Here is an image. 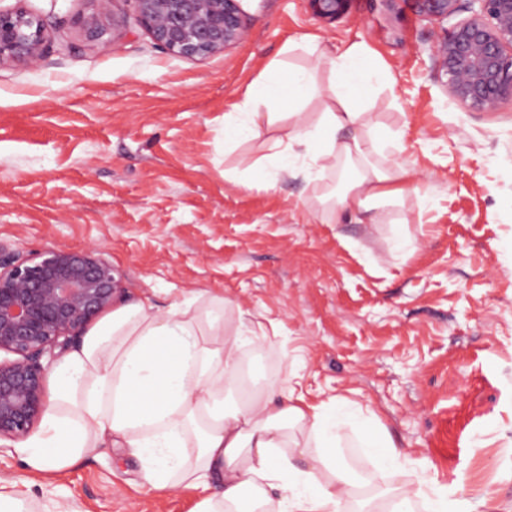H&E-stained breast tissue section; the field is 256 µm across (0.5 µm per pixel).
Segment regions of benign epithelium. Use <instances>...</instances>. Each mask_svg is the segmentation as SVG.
Listing matches in <instances>:
<instances>
[{
    "instance_id": "1",
    "label": "benign epithelium",
    "mask_w": 512,
    "mask_h": 512,
    "mask_svg": "<svg viewBox=\"0 0 512 512\" xmlns=\"http://www.w3.org/2000/svg\"><path fill=\"white\" fill-rule=\"evenodd\" d=\"M94 16L80 20L86 38L106 49L104 21L116 0H93ZM136 24L154 45L183 59L221 54L246 38L251 17L241 0H132ZM313 14L334 21L348 0H309ZM419 13L444 22L432 48L434 77L447 94L476 112L512 102V0H415ZM48 23L23 6L0 9V66L35 64L45 53ZM119 297L112 263L96 247L49 249L33 257L0 245V439L29 435L49 403L46 382L54 361Z\"/></svg>"
}]
</instances>
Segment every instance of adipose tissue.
<instances>
[{
	"instance_id": "ef3b65f1",
	"label": "adipose tissue",
	"mask_w": 512,
	"mask_h": 512,
	"mask_svg": "<svg viewBox=\"0 0 512 512\" xmlns=\"http://www.w3.org/2000/svg\"><path fill=\"white\" fill-rule=\"evenodd\" d=\"M297 48L287 42L257 93L225 113L224 146L252 138L260 120H276L283 83L295 103L292 133L230 171L229 180L271 184L305 164L322 172L342 160L353 164L355 177L317 198L335 218L402 199L407 171L373 160L382 148L369 120L370 96L387 82L386 70L361 43L327 55L332 100L310 122L302 109L317 92L316 69L287 63ZM196 303L190 297L164 312L147 299L114 304L55 365L50 406L19 449L30 470L72 469L121 440L155 490L217 486L196 512H375L372 503H352L358 477L336 451L342 421L335 404L276 387L225 403V390L240 384L237 353L246 339L230 333L219 312L223 298L203 313ZM298 453L307 467L294 464Z\"/></svg>"
}]
</instances>
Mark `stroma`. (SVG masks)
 I'll list each match as a JSON object with an SVG mask.
<instances>
[{"label": "stroma", "mask_w": 512, "mask_h": 512, "mask_svg": "<svg viewBox=\"0 0 512 512\" xmlns=\"http://www.w3.org/2000/svg\"><path fill=\"white\" fill-rule=\"evenodd\" d=\"M45 17L39 64L0 67V243L23 254L101 249L126 300L161 310L200 293L224 300L229 326L260 344L239 366L251 385L277 377L308 399L345 397L340 448L357 498L440 491L448 512H512V104L472 112L430 76L445 23L414 0H349L333 22L309 0H242L252 26L224 53H162L135 24L108 49L86 40L91 0H0ZM365 44L391 78L370 112L401 132L380 163L410 171L413 193L382 219L330 223L316 201L350 171L273 186L224 177L287 138L290 102L256 137L224 149V114L298 42ZM380 434L408 474L377 473ZM0 441V477L30 485L33 512H193L195 487L151 489L125 448L79 467L29 471Z\"/></svg>", "instance_id": "stroma-1"}]
</instances>
